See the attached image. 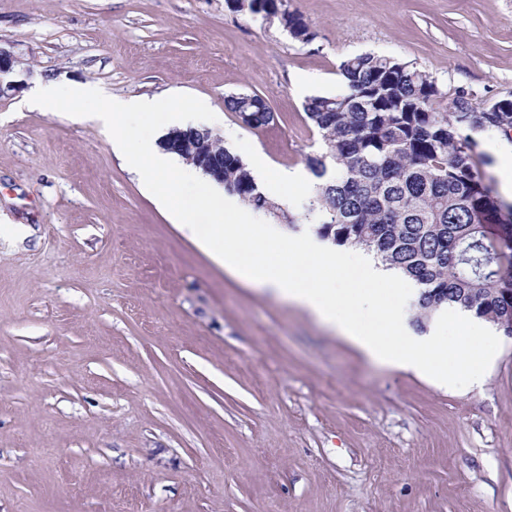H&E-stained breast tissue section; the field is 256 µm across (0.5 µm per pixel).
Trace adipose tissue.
I'll use <instances>...</instances> for the list:
<instances>
[{
	"mask_svg": "<svg viewBox=\"0 0 512 512\" xmlns=\"http://www.w3.org/2000/svg\"><path fill=\"white\" fill-rule=\"evenodd\" d=\"M103 98L96 88L63 90L47 81L33 103L57 112L63 99ZM93 116L112 130V145L123 151L144 189L174 217L180 230L220 266L270 294L308 310L337 330L375 364L409 370L433 381L463 380L482 386L492 357L475 340L497 335L495 326L456 307L439 308L426 331L411 323L418 296L413 282L352 249L336 247L311 231L288 234L276 224H259L255 214L200 169L167 151L170 130L209 128L219 119L201 104L166 98H103ZM292 249L294 266L269 262V254ZM461 332L460 363L448 366V330Z\"/></svg>",
	"mask_w": 512,
	"mask_h": 512,
	"instance_id": "ef3b65f1",
	"label": "adipose tissue"
}]
</instances>
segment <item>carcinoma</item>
Masks as SVG:
<instances>
[{
  "label": "carcinoma",
  "instance_id": "carcinoma-1",
  "mask_svg": "<svg viewBox=\"0 0 512 512\" xmlns=\"http://www.w3.org/2000/svg\"><path fill=\"white\" fill-rule=\"evenodd\" d=\"M244 2L235 12L280 13L289 36L307 43L315 34L301 15L276 0ZM343 90L305 101L307 119L325 152L309 156L317 179L300 211L286 212L258 187L242 159L199 130L184 135L194 150L181 156L201 169L224 163V189L253 211L288 221L309 222L339 246H358L410 277L419 288L413 324L423 329L432 313L448 305L496 327L512 328V205L505 204L480 170L477 135L512 132V106L469 119V100L455 90L445 97L425 70L395 57L364 52L339 64ZM246 127L275 121L272 107L256 93L225 98Z\"/></svg>",
  "mask_w": 512,
  "mask_h": 512
}]
</instances>
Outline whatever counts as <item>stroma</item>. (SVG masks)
Listing matches in <instances>:
<instances>
[{
  "label": "stroma",
  "mask_w": 512,
  "mask_h": 512,
  "mask_svg": "<svg viewBox=\"0 0 512 512\" xmlns=\"http://www.w3.org/2000/svg\"><path fill=\"white\" fill-rule=\"evenodd\" d=\"M316 37L226 0H0V512H512V339L482 388L368 361L185 236L111 132L30 102L44 80L167 90L272 171L324 144L304 104L347 56L512 95V0H290ZM276 119L241 126L225 97ZM225 106L247 128L260 129L275 121L272 107L257 93H238L225 98Z\"/></svg>",
  "instance_id": "1"
}]
</instances>
